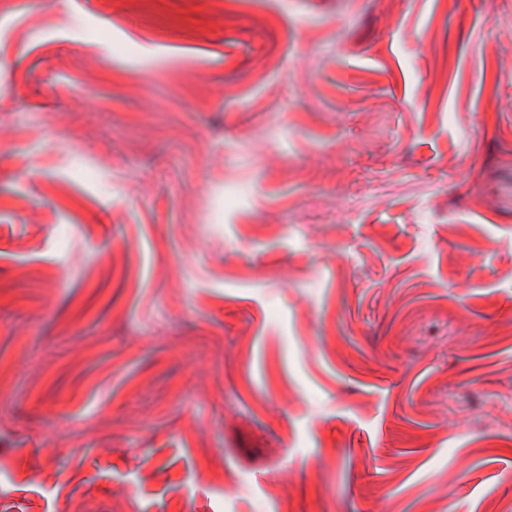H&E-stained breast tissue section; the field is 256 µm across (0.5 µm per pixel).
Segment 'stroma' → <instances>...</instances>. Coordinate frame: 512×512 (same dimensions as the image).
<instances>
[{
	"label": "stroma",
	"mask_w": 512,
	"mask_h": 512,
	"mask_svg": "<svg viewBox=\"0 0 512 512\" xmlns=\"http://www.w3.org/2000/svg\"><path fill=\"white\" fill-rule=\"evenodd\" d=\"M512 0H0V512H512Z\"/></svg>",
	"instance_id": "stroma-1"
}]
</instances>
